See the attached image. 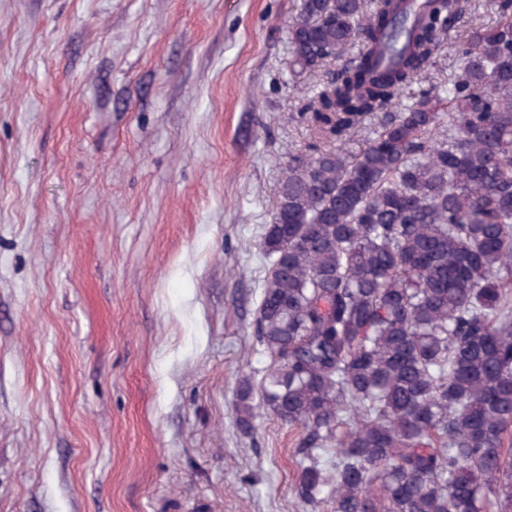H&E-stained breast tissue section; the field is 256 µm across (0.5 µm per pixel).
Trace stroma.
Returning a JSON list of instances; mask_svg holds the SVG:
<instances>
[{
    "instance_id": "stroma-1",
    "label": "stroma",
    "mask_w": 512,
    "mask_h": 512,
    "mask_svg": "<svg viewBox=\"0 0 512 512\" xmlns=\"http://www.w3.org/2000/svg\"><path fill=\"white\" fill-rule=\"evenodd\" d=\"M299 0H0V512H312L260 241L318 76Z\"/></svg>"
}]
</instances>
